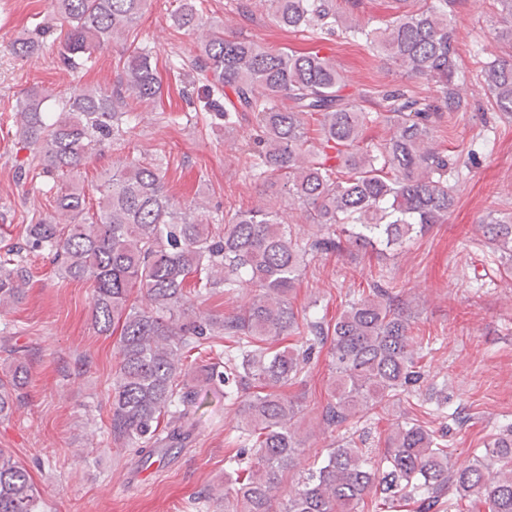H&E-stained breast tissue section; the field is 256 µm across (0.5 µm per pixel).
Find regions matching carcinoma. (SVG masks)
Masks as SVG:
<instances>
[{"label":"carcinoma","instance_id":"cac0c4a2","mask_svg":"<svg viewBox=\"0 0 512 512\" xmlns=\"http://www.w3.org/2000/svg\"><path fill=\"white\" fill-rule=\"evenodd\" d=\"M265 2L280 29L314 35L340 28L410 75L437 84L442 97L427 103L403 90L386 94L392 132L375 145L365 138L374 121L359 107L365 95L345 92L348 84L329 58L262 46L210 24L191 71L204 80L215 124L228 131L238 114L253 115L245 164L272 180L304 223L316 225L313 239L302 245L279 201L225 215L205 201L183 203L166 191L155 159L127 158L112 167L98 188L97 217H87L77 181L82 165L118 140L137 106L162 98L150 47L137 45L120 58L112 87H76L54 108L49 102L55 95L33 86L18 101L17 134L47 177L53 213L26 225L22 242L0 258V310L25 294L28 253H51L63 278L91 284L95 327L102 334L119 331L112 434L146 460L160 445L184 447L209 395L237 398L250 452L226 459L234 496L208 493L224 501L225 512H357L370 493L385 505L412 496L421 512H430L446 493L479 502L487 512H512V426L493 434L474 463L453 470L443 437L410 421L391 425L377 464L341 437L298 479L287 501H279L303 412L283 388L304 369L315 345L331 342L332 395L321 423L332 432L415 391L422 378V355L410 334L412 308L389 284L373 282L369 294L349 301L332 324L299 317L290 295L315 252L397 250L447 221L457 160L439 147L434 131L442 114L459 111L462 100L449 0H429L417 9L412 0H392L393 16L378 27L346 24L338 0ZM146 4L50 0L68 25L60 63L75 71L98 50L127 42ZM170 20L178 30H197L201 4L181 0ZM40 47L29 37L11 44L21 59ZM482 77L488 100L511 116L512 57L487 64ZM311 120L318 126L313 141L306 132ZM482 229L512 260V216L490 215ZM244 284L250 298L239 313H193L192 301ZM292 334L302 338L301 347H267ZM192 350L194 363L187 356ZM27 382V362L19 357L0 375V416L11 411ZM43 506L28 471L1 448L0 512H43Z\"/></svg>","mask_w":512,"mask_h":512}]
</instances>
